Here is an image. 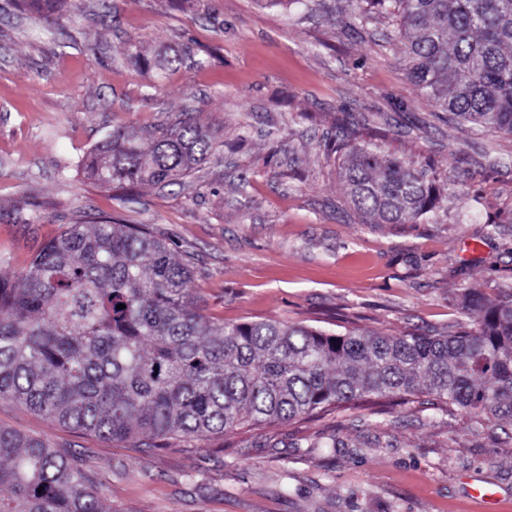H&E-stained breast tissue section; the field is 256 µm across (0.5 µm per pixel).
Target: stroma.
Segmentation results:
<instances>
[{"instance_id": "obj_1", "label": "stroma", "mask_w": 512, "mask_h": 512, "mask_svg": "<svg viewBox=\"0 0 512 512\" xmlns=\"http://www.w3.org/2000/svg\"><path fill=\"white\" fill-rule=\"evenodd\" d=\"M347 0H66L45 23L0 0V277L63 226L146 224L190 261L207 315L386 334L472 326L462 294L512 289V135L462 123L408 80L397 16L351 25ZM180 53L161 71L125 55ZM199 114L215 145L185 184L134 202L81 161L117 125ZM373 139L443 189L434 220L369 224L342 153ZM38 204L39 223L17 208ZM0 426L47 438L112 512H512V428L418 401L382 415L244 426L163 450L117 446L10 399Z\"/></svg>"}]
</instances>
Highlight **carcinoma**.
Returning a JSON list of instances; mask_svg holds the SVG:
<instances>
[{
  "label": "carcinoma",
  "instance_id": "carcinoma-1",
  "mask_svg": "<svg viewBox=\"0 0 512 512\" xmlns=\"http://www.w3.org/2000/svg\"><path fill=\"white\" fill-rule=\"evenodd\" d=\"M18 2L46 20L59 0ZM348 2L354 24L395 5L409 81L458 120L512 135V0ZM127 56L161 69L180 62L152 61L136 42ZM212 148L201 118L185 112L153 129H112L85 174L127 192L177 185ZM343 180L370 224H420L440 200L435 179L373 143L352 147ZM192 275L144 224L106 215L66 225L19 276L0 278V398L105 442L147 448L393 396L428 395L475 424H512V291L491 299L466 289L476 319L450 333L336 334L215 322L189 288ZM0 512L112 510L66 453L0 426Z\"/></svg>",
  "mask_w": 512,
  "mask_h": 512
}]
</instances>
